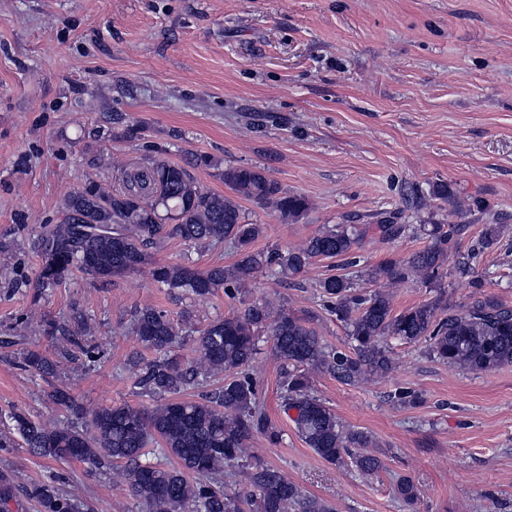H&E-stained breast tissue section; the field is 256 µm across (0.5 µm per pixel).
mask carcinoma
I'll list each match as a JSON object with an SVG mask.
<instances>
[{
  "instance_id": "1",
  "label": "carcinoma",
  "mask_w": 512,
  "mask_h": 512,
  "mask_svg": "<svg viewBox=\"0 0 512 512\" xmlns=\"http://www.w3.org/2000/svg\"><path fill=\"white\" fill-rule=\"evenodd\" d=\"M223 179L237 195L277 212L283 220L297 221L310 210L305 197L284 191L263 168L228 165ZM61 215L57 224L39 225L36 246L41 263L31 283L35 303L75 270L104 281L144 271L162 288L207 299L221 288L229 296L240 294L252 287L259 272L275 265L298 274L316 258H336L346 268L361 262L356 251L360 233L352 224L326 227L286 252L252 251L262 225L246 221L231 198L201 190L184 167L154 157L117 170L113 185L87 180L64 198ZM418 228L426 231L430 243L406 259L382 262L372 279L394 284L415 279L435 289L433 300L396 313L390 294L356 288L344 274L319 283L323 306L346 326L351 349L325 350L317 332L303 319L268 300L251 302L241 312L217 317L202 329L195 327L188 310L175 321L166 311L145 305L133 311L129 332L139 347L157 356L147 360L135 352L124 370L152 405H108L88 411L68 387L55 385L49 399L76 421L48 428L12 411L7 414L11 431L0 434V448L13 447L18 436L37 457L79 461L98 469L119 463L130 494L146 512H288L291 506L298 512H331L320 499L304 495L281 471L249 454L256 434L272 445L281 440V432L257 404L256 383L248 372L260 331L270 329L273 352L281 363L283 409L295 412L293 422L303 441L325 461L350 464L362 474L378 472L381 458L367 450V435L344 431L336 414L311 392L309 372L327 373L353 385L384 376L393 369V360L381 344L385 336L407 343L423 341L435 358L471 371L512 364L511 308L493 297H476L455 308L445 303L443 272L463 225ZM418 228L399 223L396 212L375 216L374 229L385 240L402 238ZM168 238H178L189 248L229 238L239 258L229 267H198L190 259L152 260L147 248ZM38 328L55 341L54 356L29 350L19 362L21 369L48 378L55 375L59 358L66 360L79 352L90 362L98 360L96 346L79 342L80 337L92 335V321L80 319L73 331L42 318ZM190 335L198 357L183 362L173 349ZM220 374L224 386L211 396L201 401L176 399ZM154 443L177 465L148 461L147 448ZM232 463L241 466L246 484L244 493L233 498L215 482L224 465ZM397 490L409 506L419 498L417 486L408 478L398 481ZM26 495L41 512H82V504L62 492L54 477L30 486Z\"/></svg>"
}]
</instances>
